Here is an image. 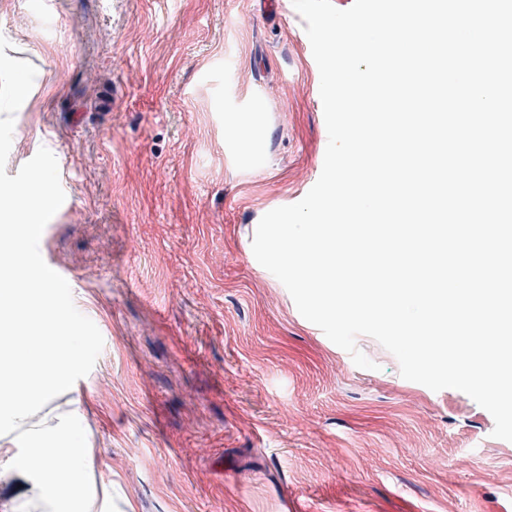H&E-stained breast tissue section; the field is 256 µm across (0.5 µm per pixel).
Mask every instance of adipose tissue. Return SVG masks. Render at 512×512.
<instances>
[{
  "instance_id": "ef3b65f1",
  "label": "adipose tissue",
  "mask_w": 512,
  "mask_h": 512,
  "mask_svg": "<svg viewBox=\"0 0 512 512\" xmlns=\"http://www.w3.org/2000/svg\"><path fill=\"white\" fill-rule=\"evenodd\" d=\"M52 202L47 180L37 186L0 188V240L11 246L9 261H0V330L15 324L26 326L23 335L0 342V413H7L14 428H30L36 407L48 404L65 382L66 367L74 358L73 339L56 335L66 312L49 293L50 274L24 276L31 259L27 244L40 233L33 221L34 206ZM35 444L23 447L0 444V482L18 475L29 477L25 502L0 501V512H24L26 502L56 508L74 503L73 512H110L112 487L105 484L100 495L82 498L99 464L87 436L73 430L69 438L51 429L34 431ZM67 471H60V463Z\"/></svg>"
}]
</instances>
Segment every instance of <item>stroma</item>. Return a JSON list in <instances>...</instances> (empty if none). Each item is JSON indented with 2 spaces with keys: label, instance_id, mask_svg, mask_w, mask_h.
Segmentation results:
<instances>
[{
  "label": "stroma",
  "instance_id": "1",
  "mask_svg": "<svg viewBox=\"0 0 512 512\" xmlns=\"http://www.w3.org/2000/svg\"><path fill=\"white\" fill-rule=\"evenodd\" d=\"M327 143L292 0H0V188L49 178L28 250L77 348L43 422L112 512H512L487 410L366 335L357 367L256 260Z\"/></svg>",
  "mask_w": 512,
  "mask_h": 512
}]
</instances>
